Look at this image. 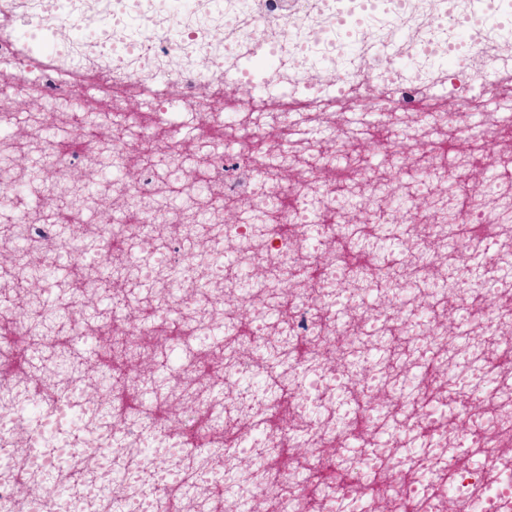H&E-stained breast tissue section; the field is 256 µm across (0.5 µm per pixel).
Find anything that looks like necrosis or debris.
I'll return each mask as SVG.
<instances>
[{
  "mask_svg": "<svg viewBox=\"0 0 512 512\" xmlns=\"http://www.w3.org/2000/svg\"><path fill=\"white\" fill-rule=\"evenodd\" d=\"M0 62V158L34 153L55 175L33 203L34 170L0 168L12 213L0 246L22 245L0 268V361L21 351L30 365L24 380L0 379V512H211L217 491L223 512L262 499L375 512L380 495L391 512H445L450 500L512 512V265L487 277L468 232L512 224V114L467 131L512 74V0H0ZM75 70L114 94L154 91L151 120L128 137L117 100L87 118ZM266 84L282 102L258 96ZM17 86L58 108L88 161L111 156L95 196L69 180L75 155L44 135L41 111L26 116L32 136L18 134ZM171 89L203 135L191 159ZM443 96L469 106L414 121ZM323 100L341 133L328 146L292 140L293 116L314 120ZM361 101L377 121L346 128ZM355 202L371 231L352 224ZM403 223L424 230L392 262L379 243ZM440 241L453 290L428 273ZM334 242L377 261H325ZM61 266L76 277L56 299L75 315L111 271L123 290L93 332L110 337L113 362L160 358L164 378L124 372L88 395L75 346L90 331L58 325L40 293L13 307L18 283ZM448 312L458 335L439 326ZM173 326L180 339L145 349ZM333 345L342 367L326 365ZM381 389L393 405L377 402ZM120 392L146 399L120 409ZM175 398L213 413L184 433L155 416ZM285 406L292 424L269 429ZM295 444L297 466L278 469Z\"/></svg>",
  "mask_w": 512,
  "mask_h": 512,
  "instance_id": "necrosis-or-debris-1",
  "label": "necrosis or debris"
}]
</instances>
